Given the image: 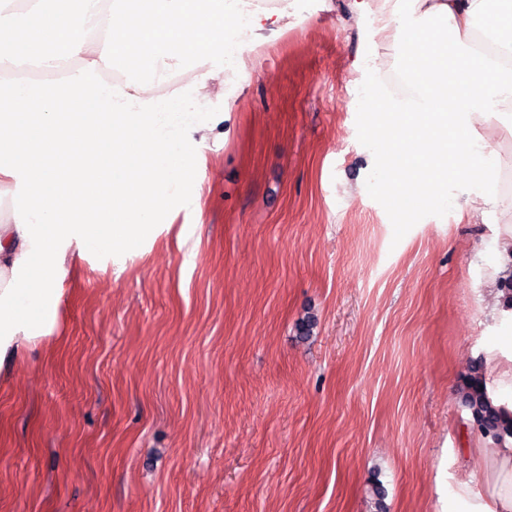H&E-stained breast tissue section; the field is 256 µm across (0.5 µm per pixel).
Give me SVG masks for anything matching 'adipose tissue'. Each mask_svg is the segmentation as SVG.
<instances>
[{
	"mask_svg": "<svg viewBox=\"0 0 512 512\" xmlns=\"http://www.w3.org/2000/svg\"><path fill=\"white\" fill-rule=\"evenodd\" d=\"M296 0H117L94 37L72 44L79 59L70 80L41 87L39 106L20 102L27 86L0 93V182L41 189L39 204L24 203L13 223L0 225V368L24 346L50 336L63 303V267L70 246L138 248L154 225L158 203L191 178L197 162L193 133L216 118L199 96L221 80L225 98L237 92L244 50L276 34ZM143 26L136 47L119 34L130 10ZM355 24L371 23V49L356 69L374 82L353 109L367 113L380 155L376 190L396 186L393 206L421 203L463 216L458 184L469 187L484 211L512 214L505 191V158L484 130L512 112V0H350ZM486 28H477V21ZM223 55V70L210 62ZM193 60L190 81L164 91L173 68ZM125 72L105 83V72ZM26 139H18V128ZM108 183L110 203L97 220L79 192L60 206L54 187L85 185L90 172ZM483 287L493 289L488 319L500 330L486 347L483 375L492 403L512 413V304L497 291L512 276V224L502 225L485 250ZM483 464L485 494L470 481L448 493V512H512V438L494 449L473 444Z\"/></svg>",
	"mask_w": 512,
	"mask_h": 512,
	"instance_id": "obj_1",
	"label": "adipose tissue"
}]
</instances>
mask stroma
I'll list each match as a JSON object with an SVG mask.
<instances>
[{
  "instance_id": "stroma-1",
  "label": "stroma",
  "mask_w": 512,
  "mask_h": 512,
  "mask_svg": "<svg viewBox=\"0 0 512 512\" xmlns=\"http://www.w3.org/2000/svg\"><path fill=\"white\" fill-rule=\"evenodd\" d=\"M298 0L126 256L65 257L52 336L0 372V512H442L478 472L458 387L496 331L501 215L399 222L351 102L368 27Z\"/></svg>"
}]
</instances>
